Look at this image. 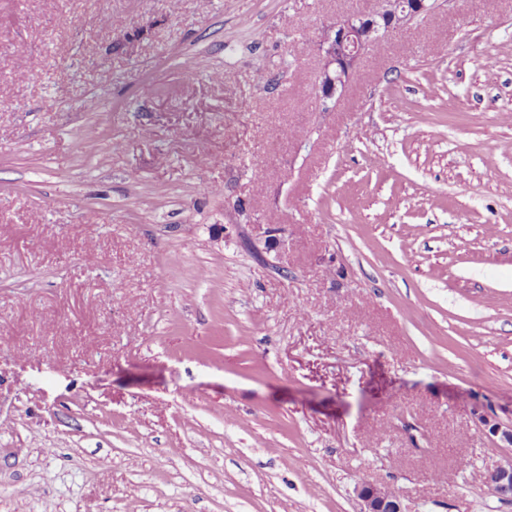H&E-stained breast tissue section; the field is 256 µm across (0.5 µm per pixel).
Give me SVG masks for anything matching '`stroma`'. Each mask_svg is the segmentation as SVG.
Here are the masks:
<instances>
[{"label":"stroma","instance_id":"obj_1","mask_svg":"<svg viewBox=\"0 0 512 512\" xmlns=\"http://www.w3.org/2000/svg\"><path fill=\"white\" fill-rule=\"evenodd\" d=\"M379 7L0 0V512H512V0ZM380 9L354 12L323 28L316 43L322 58L324 100L340 95L351 84L365 54L389 31L424 20L434 9L429 0H380ZM355 75V76H354ZM486 484L501 498H512V459L487 471ZM356 494L362 503L361 512H405L400 496L387 487L360 483Z\"/></svg>","mask_w":512,"mask_h":512}]
</instances>
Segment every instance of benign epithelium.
Here are the masks:
<instances>
[{
	"mask_svg": "<svg viewBox=\"0 0 512 512\" xmlns=\"http://www.w3.org/2000/svg\"><path fill=\"white\" fill-rule=\"evenodd\" d=\"M380 9L354 12L323 28L316 43L322 58L324 100L341 94L351 84L365 54L389 31L414 20H424L434 9L430 0H380ZM486 484L501 498H512V460L487 471ZM356 494L361 512H405L399 495L387 487L360 483Z\"/></svg>",
	"mask_w": 512,
	"mask_h": 512,
	"instance_id": "benign-epithelium-1",
	"label": "benign epithelium"
}]
</instances>
